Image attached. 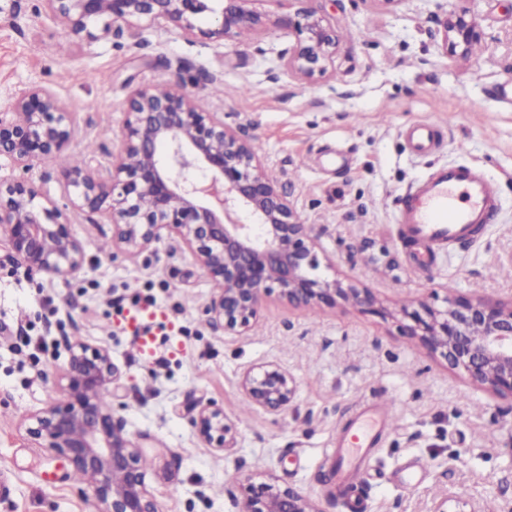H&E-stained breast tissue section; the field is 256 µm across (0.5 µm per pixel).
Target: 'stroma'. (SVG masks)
<instances>
[{"mask_svg": "<svg viewBox=\"0 0 512 512\" xmlns=\"http://www.w3.org/2000/svg\"><path fill=\"white\" fill-rule=\"evenodd\" d=\"M340 38L325 74L303 80L278 67L294 38L268 28L230 41L187 37L141 21L137 38L72 39L41 0H0V113L34 86L78 114L72 150L107 165L127 97L159 82L195 84L199 105L243 126L302 223L320 236L337 278L368 288L378 312L349 302L288 305L265 297L248 335L211 326L214 283L178 241L132 256L112 227L73 212L59 162L33 179L82 242L76 275L47 278L0 247V512H96L84 484L51 452L32 447L30 414L57 399L58 366L79 340L109 349L121 373L111 405L145 461L160 512H243L241 477L273 474L321 512H502L512 504V401L492 396L402 329V304L442 305L446 293L512 298V0H446L468 10L483 38L471 52L441 48L434 0H323ZM219 75L213 92L209 75ZM446 126L447 144L414 156L412 122ZM469 164L496 181L501 210L473 242L426 267L402 241L395 202L442 164ZM152 325L153 351L135 332ZM284 364L294 386L285 412L251 404L244 371ZM386 400L395 425L371 449L360 483L322 482L336 438L356 409ZM200 404L223 407L237 444L197 436Z\"/></svg>", "mask_w": 512, "mask_h": 512, "instance_id": "1", "label": "stroma"}]
</instances>
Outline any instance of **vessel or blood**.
<instances>
[{
	"mask_svg": "<svg viewBox=\"0 0 512 512\" xmlns=\"http://www.w3.org/2000/svg\"><path fill=\"white\" fill-rule=\"evenodd\" d=\"M404 136L411 151L430 155L441 150L443 127L414 123ZM501 204L496 182L484 170L464 164L434 169L410 186L398 201V222L407 240L419 246V263H429L435 250L473 240L493 223ZM392 423L390 409L373 403L360 407L347 431L336 441L342 463L340 483L361 481L368 465L367 452L376 447Z\"/></svg>",
	"mask_w": 512,
	"mask_h": 512,
	"instance_id": "obj_1",
	"label": "vessel or blood"
}]
</instances>
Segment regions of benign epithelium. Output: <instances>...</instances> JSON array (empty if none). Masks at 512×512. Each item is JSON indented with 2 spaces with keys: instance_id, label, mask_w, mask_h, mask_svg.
Masks as SVG:
<instances>
[{
  "instance_id": "7a95c632",
  "label": "benign epithelium",
  "mask_w": 512,
  "mask_h": 512,
  "mask_svg": "<svg viewBox=\"0 0 512 512\" xmlns=\"http://www.w3.org/2000/svg\"><path fill=\"white\" fill-rule=\"evenodd\" d=\"M45 11L69 35L93 42L104 35L136 36L137 22L163 21L185 35L230 40L265 24L253 0H43ZM276 15L271 25L295 42L278 56V68L311 78L326 72L336 54V30L309 0ZM211 13L210 27L197 26ZM443 47L469 49L482 33L468 12L435 16ZM77 113L49 89L21 92L0 113V156L22 175L0 178V232L13 258L50 278L81 271L85 253L56 203L26 174L66 152L75 139ZM70 204L113 225L115 246L141 253L169 238L180 240L201 270L221 286L206 308L208 322L241 335L256 320L264 298L279 290L293 306L333 307L336 299L372 306L367 289L321 278L318 235L299 221L270 175L254 138L207 112L180 85L145 87L126 101L119 148L102 171L65 169ZM401 314L406 334L463 372L474 385L512 398V299L454 295L444 305L415 301ZM120 373L104 347L69 346L58 369L61 398L29 417L26 434L80 474L97 512H158L145 481L138 444L102 395L119 388ZM247 399L271 414L288 409L294 389L288 368L271 361L246 371ZM197 436L212 448L234 447L233 426L218 406L203 405L192 418ZM249 512H321L291 488L265 475L240 481Z\"/></svg>"
}]
</instances>
